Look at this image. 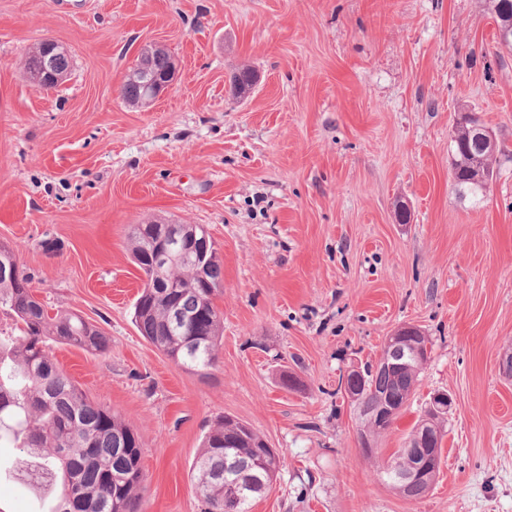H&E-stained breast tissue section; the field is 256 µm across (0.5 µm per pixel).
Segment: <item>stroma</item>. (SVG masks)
I'll return each mask as SVG.
<instances>
[{"label": "stroma", "mask_w": 512, "mask_h": 512, "mask_svg": "<svg viewBox=\"0 0 512 512\" xmlns=\"http://www.w3.org/2000/svg\"><path fill=\"white\" fill-rule=\"evenodd\" d=\"M46 37L72 59L52 91L25 71ZM149 44L176 79L138 108L120 90ZM242 66L257 85L239 99ZM463 112L512 147V52L483 0H0V244L49 312L107 336L103 354L51 350L137 432L139 512H202L192 468L222 415L287 458L251 512H512V156L471 207L452 179ZM148 219L203 225L218 248L224 327L207 377L134 324L127 233ZM405 325L430 354L380 457L431 393L454 399L416 500L382 480L338 391ZM16 454L0 443V512H47Z\"/></svg>", "instance_id": "35a3bbf8"}]
</instances>
